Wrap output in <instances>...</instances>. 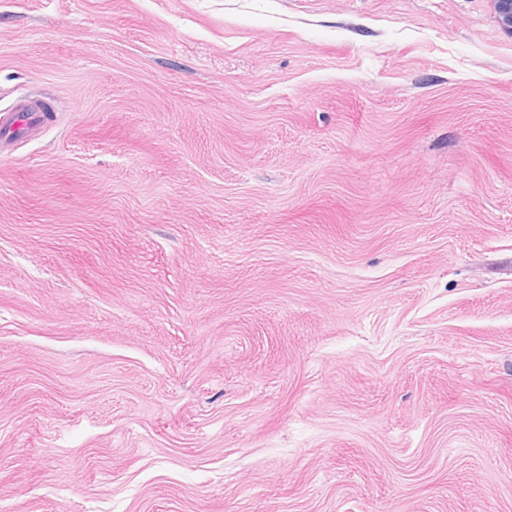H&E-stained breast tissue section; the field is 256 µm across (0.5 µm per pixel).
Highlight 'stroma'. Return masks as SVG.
I'll return each mask as SVG.
<instances>
[{"label":"stroma","mask_w":512,"mask_h":512,"mask_svg":"<svg viewBox=\"0 0 512 512\" xmlns=\"http://www.w3.org/2000/svg\"><path fill=\"white\" fill-rule=\"evenodd\" d=\"M0 512H512L492 0H0ZM47 112H50L48 103L20 102L13 111L0 114V131L3 132L0 139L3 142L37 133L48 122Z\"/></svg>","instance_id":"1"}]
</instances>
